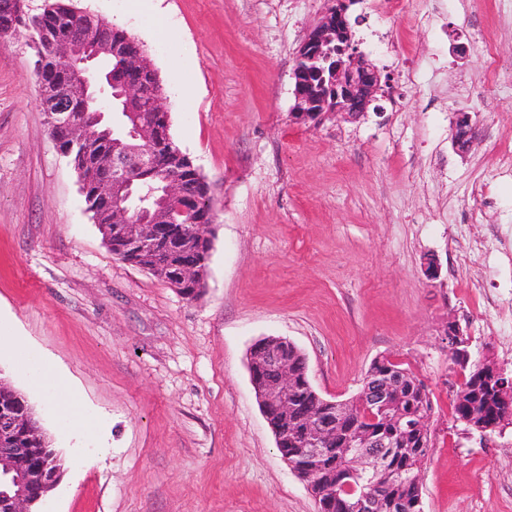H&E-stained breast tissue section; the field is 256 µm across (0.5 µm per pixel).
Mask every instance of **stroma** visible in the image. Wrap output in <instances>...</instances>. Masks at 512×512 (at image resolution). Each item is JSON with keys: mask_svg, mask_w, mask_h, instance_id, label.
Segmentation results:
<instances>
[{"mask_svg": "<svg viewBox=\"0 0 512 512\" xmlns=\"http://www.w3.org/2000/svg\"><path fill=\"white\" fill-rule=\"evenodd\" d=\"M74 4L146 49L214 223L194 300L113 255L25 38L0 42V337L66 375L81 410L64 419L38 373L0 355L62 459L45 512H317L254 397L247 354L266 336L292 341L330 400L377 357L406 363L433 402L423 512H512V423L455 420L443 338L456 319L472 361L512 373V0H358L354 41L390 90L316 126L290 118L292 70L325 0ZM458 112L477 124L464 154ZM452 144L457 152L467 153L474 138V128L471 113L458 112L452 123Z\"/></svg>", "mask_w": 512, "mask_h": 512, "instance_id": "35a3bbf8", "label": "stroma"}]
</instances>
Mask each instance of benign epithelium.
<instances>
[{
	"instance_id": "benign-epithelium-1",
	"label": "benign epithelium",
	"mask_w": 512,
	"mask_h": 512,
	"mask_svg": "<svg viewBox=\"0 0 512 512\" xmlns=\"http://www.w3.org/2000/svg\"><path fill=\"white\" fill-rule=\"evenodd\" d=\"M356 0H326L320 21L307 33L295 59L294 105L292 119L299 124H319L324 118L336 116L346 121L356 120L368 112L378 96L385 93L388 77L371 63L354 45L348 12ZM27 0H0V34L5 36L26 24ZM49 11L38 15L33 26L35 35L28 41L36 57L35 73L47 76L42 81L43 110L54 132L59 152L69 158L84 143V119L89 114L109 134L117 129L132 132L133 140L151 142L157 130L145 125L141 112L148 110L168 114L167 96L161 84L147 86L142 80L147 54L133 39L112 44L91 35L83 20L85 12H76L68 30L55 33L45 23ZM117 55L124 59L126 77L117 97L125 101L126 111L112 114L100 108V96L112 92V74L106 70V58ZM452 144L457 152L469 151L474 128L469 112H458L452 123ZM157 168V154L142 146H129L112 153V166L95 175L94 195L97 206L112 215V242L131 254L152 251L157 238L165 236L170 254H181L180 244L187 236L201 241L211 240L213 221L199 218L189 226L183 219L196 212V197L183 179L165 181L163 205L149 224L130 223L129 199L137 174ZM205 266L198 260H185L177 265L176 279L180 286L205 284ZM448 352L455 358L468 356V346L462 328L448 321L444 332ZM295 344L283 337L257 340L249 351V373L258 405L270 426L282 457L294 466L286 448L297 447V453L315 462L336 444L343 424L336 412L337 403L320 399L314 404H298L299 393L309 381L307 360L288 359V348ZM484 386L498 394L505 413L512 412V374L495 368L480 375ZM398 383L394 373L386 371L376 377L359 400V406L369 415L384 410L396 396ZM20 420L18 408L0 405V439L10 433ZM306 426L302 436L287 435L286 421ZM391 438L380 427L366 433L351 435L343 451L353 457L355 468L340 476L342 489L353 492L355 487L347 476L361 477V488L353 508L355 512H379L393 476L387 467ZM0 477L13 488L0 490V506L5 512H33V506L60 481L61 469L56 466L54 451L45 448H0Z\"/></svg>"
}]
</instances>
